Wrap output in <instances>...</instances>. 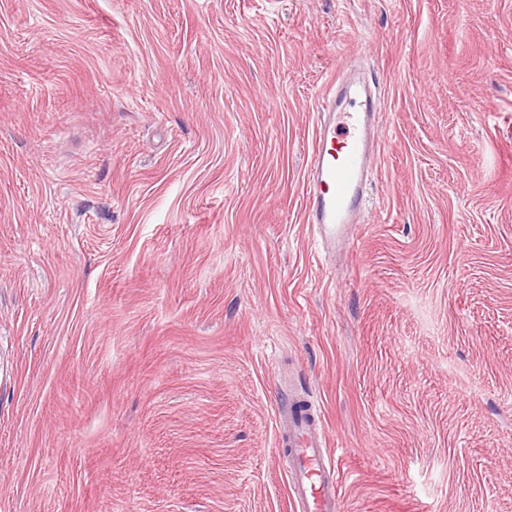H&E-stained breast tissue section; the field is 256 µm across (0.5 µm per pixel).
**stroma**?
<instances>
[{
  "mask_svg": "<svg viewBox=\"0 0 512 512\" xmlns=\"http://www.w3.org/2000/svg\"><path fill=\"white\" fill-rule=\"evenodd\" d=\"M383 75L319 258L316 105ZM512 512V0H0V512ZM278 430L288 433L292 459L289 490L298 512H340L339 478L341 455L332 452L322 429L312 424L308 409H294L288 416L278 415Z\"/></svg>",
  "mask_w": 512,
  "mask_h": 512,
  "instance_id": "obj_1",
  "label": "stroma"
}]
</instances>
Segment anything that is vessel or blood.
Wrapping results in <instances>:
<instances>
[{
	"label": "vessel or blood",
	"mask_w": 512,
	"mask_h": 512,
	"mask_svg": "<svg viewBox=\"0 0 512 512\" xmlns=\"http://www.w3.org/2000/svg\"><path fill=\"white\" fill-rule=\"evenodd\" d=\"M374 77L343 75L322 97L306 171L305 222L321 247L332 249L370 204V158L377 146ZM293 467L289 490L297 512H341V455L332 452L308 410L279 416Z\"/></svg>",
	"instance_id": "obj_1"
}]
</instances>
